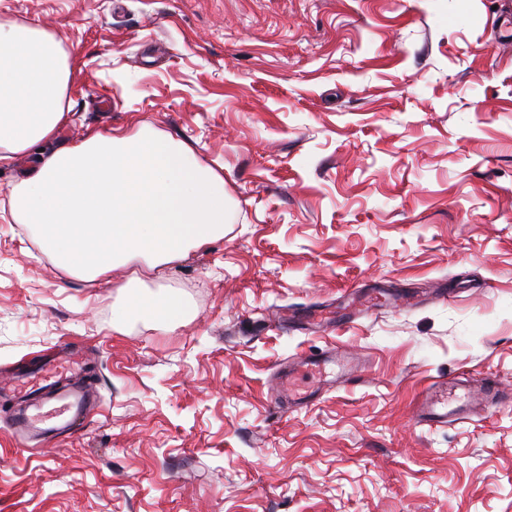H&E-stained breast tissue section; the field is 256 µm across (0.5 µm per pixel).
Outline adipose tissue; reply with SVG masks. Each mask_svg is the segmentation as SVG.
Listing matches in <instances>:
<instances>
[{"instance_id": "ef3b65f1", "label": "adipose tissue", "mask_w": 512, "mask_h": 512, "mask_svg": "<svg viewBox=\"0 0 512 512\" xmlns=\"http://www.w3.org/2000/svg\"><path fill=\"white\" fill-rule=\"evenodd\" d=\"M70 72L61 39L29 24H0V164L20 153L39 160L10 192L17 223L59 266L91 280L133 263L149 272L223 239V177L149 122L38 153L65 119ZM121 289L127 302L115 320L145 314L174 326L186 315L178 295Z\"/></svg>"}]
</instances>
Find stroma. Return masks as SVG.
Instances as JSON below:
<instances>
[{
    "label": "stroma",
    "instance_id": "stroma-1",
    "mask_svg": "<svg viewBox=\"0 0 512 512\" xmlns=\"http://www.w3.org/2000/svg\"><path fill=\"white\" fill-rule=\"evenodd\" d=\"M512 0H0L77 59L58 150L133 119L224 177L222 240L147 276L183 322L116 324L59 267L0 165V383L53 352L96 373L76 433L20 447L0 512H512V405L418 426L431 383L512 388ZM336 349L360 377L282 411Z\"/></svg>",
    "mask_w": 512,
    "mask_h": 512
}]
</instances>
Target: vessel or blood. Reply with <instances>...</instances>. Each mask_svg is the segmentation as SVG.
<instances>
[{
  "instance_id": "obj_1",
  "label": "vessel or blood",
  "mask_w": 512,
  "mask_h": 512,
  "mask_svg": "<svg viewBox=\"0 0 512 512\" xmlns=\"http://www.w3.org/2000/svg\"><path fill=\"white\" fill-rule=\"evenodd\" d=\"M94 373L73 357L58 361L44 358L26 380L15 385L20 399L7 421L20 443L63 436L79 421H87L97 409ZM512 392L492 376L476 385L454 378L433 383L416 403V422L429 428L463 422L479 416L492 404H511Z\"/></svg>"
}]
</instances>
